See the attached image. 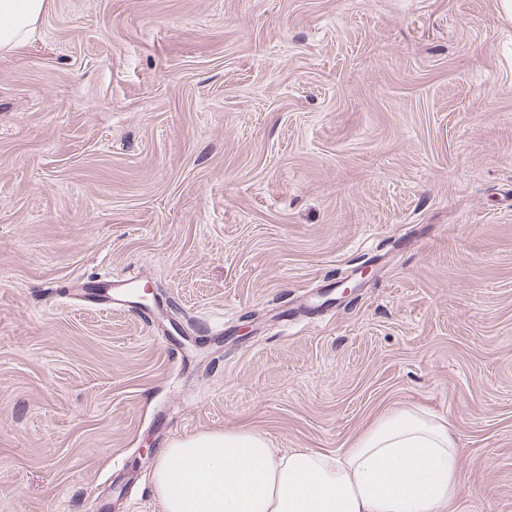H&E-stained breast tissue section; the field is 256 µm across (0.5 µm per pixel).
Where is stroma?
I'll return each instance as SVG.
<instances>
[{
	"instance_id": "obj_1",
	"label": "stroma",
	"mask_w": 512,
	"mask_h": 512,
	"mask_svg": "<svg viewBox=\"0 0 512 512\" xmlns=\"http://www.w3.org/2000/svg\"><path fill=\"white\" fill-rule=\"evenodd\" d=\"M416 406L448 512H512L500 0H52L0 54V512H163L142 448ZM118 283L120 285H114ZM102 285L101 294L99 295L100 303L109 304L113 309L121 308L124 305L123 297L129 293L128 282L107 280L100 283Z\"/></svg>"
}]
</instances>
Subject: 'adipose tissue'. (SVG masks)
I'll return each mask as SVG.
<instances>
[{
  "mask_svg": "<svg viewBox=\"0 0 512 512\" xmlns=\"http://www.w3.org/2000/svg\"><path fill=\"white\" fill-rule=\"evenodd\" d=\"M49 0H0V52L22 46ZM446 419L380 416L342 454L285 453L252 431L204 432L162 449L152 475L164 512H440L463 489Z\"/></svg>",
  "mask_w": 512,
  "mask_h": 512,
  "instance_id": "ef3b65f1",
  "label": "adipose tissue"
}]
</instances>
